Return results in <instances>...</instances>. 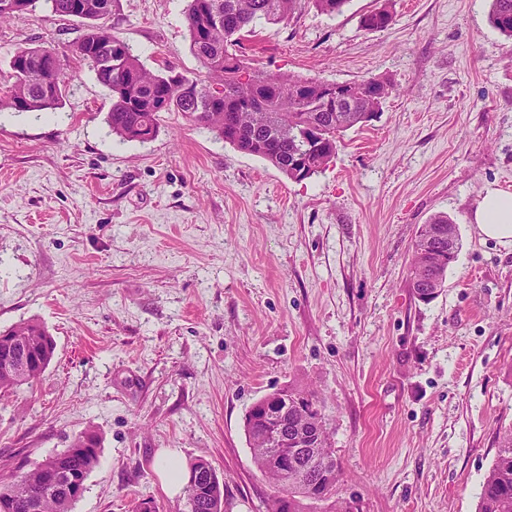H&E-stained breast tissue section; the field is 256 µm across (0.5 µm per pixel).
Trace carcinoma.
<instances>
[{
	"label": "carcinoma",
	"instance_id": "obj_1",
	"mask_svg": "<svg viewBox=\"0 0 512 512\" xmlns=\"http://www.w3.org/2000/svg\"><path fill=\"white\" fill-rule=\"evenodd\" d=\"M57 16L77 18L83 29L74 51L95 70L97 81L112 100L106 122L113 134L122 140L147 142L159 130L161 113L180 112L196 125L207 128L238 150L260 157L280 170L288 179L294 175L288 162L301 147L297 130L311 122L323 129L322 151L311 160L314 173H319L333 159L340 134L363 125L367 106L380 111L389 95L390 83L370 78L357 84L358 96L344 108L318 106L307 109L297 95L304 90L314 92L323 81L291 73L264 71L252 66L241 54L242 41L255 33L258 21L280 23L306 5L325 14L342 11L348 0H188L184 19L189 49L199 63L195 72L165 68L154 72L143 64L130 46L112 37V47L98 42L105 32L103 20L109 15L112 0H45ZM394 15L388 5L363 15L361 25L368 31L388 27ZM489 23L502 35L512 39V0H492ZM117 59L112 71H98L101 57ZM7 90L0 97V112L13 109V100L23 98L26 112H52L62 106L66 96V77L59 73L42 74L41 46L18 48L8 62ZM237 86L235 99L224 96L219 110L212 109L211 92L218 86ZM457 245L448 243V217L437 215L421 226L414 245L411 267L415 268L416 288L431 287L430 275L443 276L450 265L449 253H457ZM19 336H36L32 353L43 357L44 365L23 376L0 375V395L8 394L15 385L30 384L39 379L53 359L54 339L36 322L13 326ZM307 394L314 410L308 427L321 436L318 447L309 448L298 457V465L282 476L273 469L264 447L263 429L255 421L245 426L252 456L258 470L276 489L278 498L288 499V512H302L303 501L318 498L323 512H349V501L335 497L339 466L325 461L324 448L329 443L326 421L317 396L309 391L288 388V394ZM73 438L68 448L55 454L62 475L87 478L98 461V449L82 447V437ZM188 512H224V489L212 474L199 478L197 484L185 488ZM38 503L37 512H72L75 500L59 489L42 482L40 464L26 468L19 463L0 476V512H32L30 504ZM477 512H512V427L500 436L496 458L482 483Z\"/></svg>",
	"mask_w": 512,
	"mask_h": 512
}]
</instances>
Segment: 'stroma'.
Instances as JSON below:
<instances>
[{
	"label": "stroma",
	"instance_id": "obj_1",
	"mask_svg": "<svg viewBox=\"0 0 512 512\" xmlns=\"http://www.w3.org/2000/svg\"><path fill=\"white\" fill-rule=\"evenodd\" d=\"M307 7L260 24L254 66L329 82L384 78L381 112L343 133L300 183L176 112L149 142L106 123L107 90L73 52L79 22L44 0L0 24V72L55 49L67 98L0 113V331L41 323L54 357L0 398V469L94 432L99 457L73 512H178L155 456L202 458L226 512H266L244 420L262 397L315 391L362 512H476L512 425V246L473 223L486 188L512 192V40L492 0ZM188 0H113L106 21L152 70L194 71ZM457 225L445 286H410L416 233Z\"/></svg>",
	"mask_w": 512,
	"mask_h": 512
}]
</instances>
